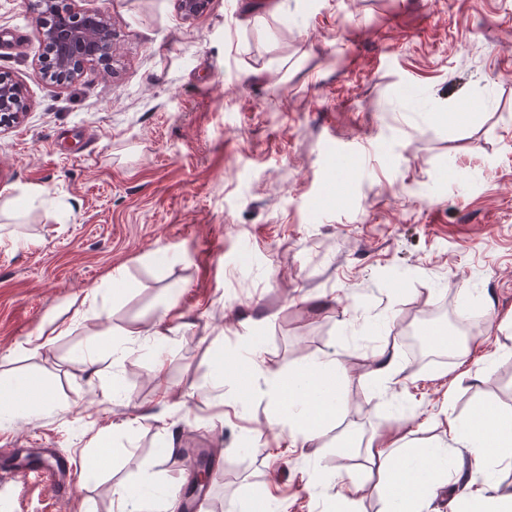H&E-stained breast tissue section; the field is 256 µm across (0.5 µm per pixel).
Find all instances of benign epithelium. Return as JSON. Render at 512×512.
I'll use <instances>...</instances> for the list:
<instances>
[{
  "mask_svg": "<svg viewBox=\"0 0 512 512\" xmlns=\"http://www.w3.org/2000/svg\"><path fill=\"white\" fill-rule=\"evenodd\" d=\"M55 0H38L39 13L37 33L42 42H52L58 49L55 70L59 79L66 82L77 80L85 65L94 60L112 61L114 51L112 25L103 11L87 12L83 22L77 26L65 23L59 27H50L44 18L53 10ZM209 0H177L181 15L192 20L201 15ZM11 101V111L0 113L6 120L20 123L29 110L18 87L0 84V102Z\"/></svg>",
  "mask_w": 512,
  "mask_h": 512,
  "instance_id": "benign-epithelium-1",
  "label": "benign epithelium"
}]
</instances>
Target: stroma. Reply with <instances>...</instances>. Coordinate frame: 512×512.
<instances>
[{
    "mask_svg": "<svg viewBox=\"0 0 512 512\" xmlns=\"http://www.w3.org/2000/svg\"><path fill=\"white\" fill-rule=\"evenodd\" d=\"M34 2L0 0V75L30 103L0 129V378L43 397L0 416V452L55 448L76 469L61 498L0 475V512H112L122 481L155 512L168 474L195 480L192 448L220 465L205 512L262 486L288 512H337L334 478L387 512L359 440L404 418L424 446L445 414L512 410V331H487L512 314V0H211L191 21L175 0H66L108 12L115 56L63 84L42 72ZM30 184L43 197L17 206ZM169 307L186 326L165 347L167 409L152 348L125 351L122 332ZM465 311L466 361L431 346L438 362H404L378 394L376 351ZM52 315L70 333L30 353ZM245 336L254 395L215 420L216 369ZM91 351L92 372L76 362ZM332 353L344 420L268 458L270 376ZM98 435L110 464L91 477Z\"/></svg>",
    "mask_w": 512,
    "mask_h": 512,
    "instance_id": "35a3bbf8",
    "label": "stroma"
}]
</instances>
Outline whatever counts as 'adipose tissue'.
<instances>
[{"label": "adipose tissue", "mask_w": 512, "mask_h": 512, "mask_svg": "<svg viewBox=\"0 0 512 512\" xmlns=\"http://www.w3.org/2000/svg\"><path fill=\"white\" fill-rule=\"evenodd\" d=\"M346 374L340 359L329 357L302 371L275 379L272 398L282 409L275 419L277 433L265 441L263 450L275 455L288 448H305L320 438L331 423L340 421L345 401L335 387ZM480 422L460 425L447 418L445 436L461 455L438 459L432 452L420 453L416 466L405 464L404 448L411 442L401 426L374 430L364 445V465L376 472L394 512H424L435 490L449 482L471 485L482 478L489 458L512 465V411L479 406Z\"/></svg>", "instance_id": "obj_1"}]
</instances>
